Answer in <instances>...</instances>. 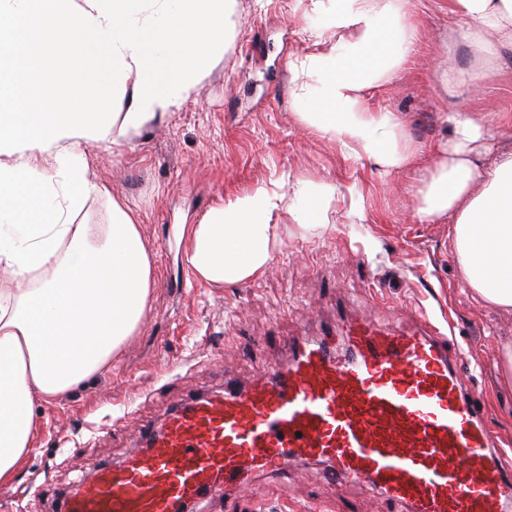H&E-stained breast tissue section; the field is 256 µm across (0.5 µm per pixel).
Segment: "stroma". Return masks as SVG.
Returning <instances> with one entry per match:
<instances>
[{
    "instance_id": "35a3bbf8",
    "label": "stroma",
    "mask_w": 512,
    "mask_h": 512,
    "mask_svg": "<svg viewBox=\"0 0 512 512\" xmlns=\"http://www.w3.org/2000/svg\"><path fill=\"white\" fill-rule=\"evenodd\" d=\"M406 10L419 30L414 52L371 90L370 109L395 113L400 142L421 155L451 141L448 112L486 113L492 150L476 161L491 165L512 150V46L489 53L460 39L448 0H408ZM319 22L310 0H235L223 55L186 98L122 146L85 145L87 177L106 192L87 199L75 221L111 223L115 202L133 210L152 252L150 306L109 371L35 406L37 446L16 481L0 488V512H58L61 492L132 453L113 422L157 425L225 380H252L281 362L296 337L330 326L340 306L386 322L423 312L445 329L477 409L512 456V387L498 369L512 342V310L476 304L447 219L419 221L423 163L385 171L301 122L291 64ZM452 61L465 81L448 86L440 75ZM274 180L288 197L300 181L336 183L328 226L283 220L264 274L224 287L199 279L187 261L193 225ZM236 497L238 512H392L378 492L337 487L313 462H292L279 475L253 471Z\"/></svg>"
}]
</instances>
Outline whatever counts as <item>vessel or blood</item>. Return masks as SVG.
I'll use <instances>...</instances> for the list:
<instances>
[{
	"label": "vessel or blood",
	"mask_w": 512,
	"mask_h": 512,
	"mask_svg": "<svg viewBox=\"0 0 512 512\" xmlns=\"http://www.w3.org/2000/svg\"><path fill=\"white\" fill-rule=\"evenodd\" d=\"M139 439V453L76 485L59 512H192L253 464L278 474L309 458L405 512H512V462L425 316L416 328L339 316L251 385L225 381Z\"/></svg>",
	"instance_id": "1"
}]
</instances>
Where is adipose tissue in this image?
Segmentation results:
<instances>
[{"instance_id": "ef3b65f1", "label": "adipose tissue", "mask_w": 512, "mask_h": 512, "mask_svg": "<svg viewBox=\"0 0 512 512\" xmlns=\"http://www.w3.org/2000/svg\"><path fill=\"white\" fill-rule=\"evenodd\" d=\"M231 0H0V487L11 486L36 446L34 407L68 394L119 357L150 304L152 256L131 208L112 206L104 234L72 216L102 189L87 178L83 144L121 143L163 116L224 51ZM323 15L294 68L301 121L355 157L387 169L413 163L394 113L372 112L366 94L389 79L415 39L399 0H311ZM461 37L493 51L512 45V0H451ZM85 82L60 81L42 100L29 87L33 61L51 78L60 60ZM138 90L114 109L129 77ZM454 140L429 153L418 191L420 220L449 218L463 281L482 307L512 309V152L474 161L489 134L483 114L449 117ZM52 158V172L42 162ZM338 188L297 183L292 198L262 187L212 208L191 231L188 261L214 285L264 273L282 217L323 228Z\"/></svg>"}]
</instances>
